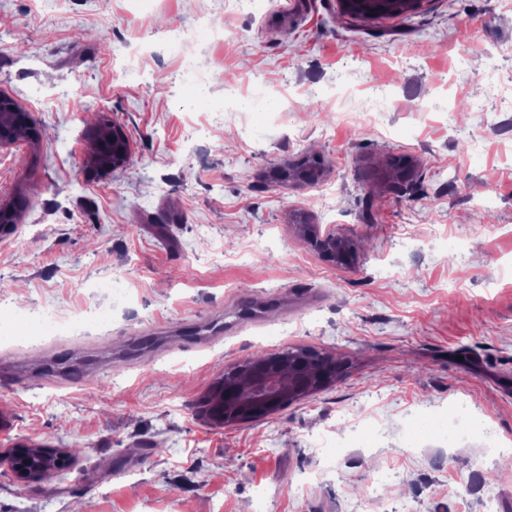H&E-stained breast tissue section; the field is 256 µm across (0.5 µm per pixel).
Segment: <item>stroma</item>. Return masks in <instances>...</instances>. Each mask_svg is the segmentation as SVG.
<instances>
[{
  "label": "stroma",
  "mask_w": 512,
  "mask_h": 512,
  "mask_svg": "<svg viewBox=\"0 0 512 512\" xmlns=\"http://www.w3.org/2000/svg\"><path fill=\"white\" fill-rule=\"evenodd\" d=\"M511 45L512 0H0V93L40 133L0 149V448L74 453L0 466V512H512V111L485 77ZM104 118L131 146L106 173ZM244 299L260 324L161 352ZM285 346L345 369L210 423L224 372ZM461 400L495 448L442 441ZM67 463V457L54 448H31L16 445L0 452V465L6 464L15 479L24 484L36 483L57 475L59 468Z\"/></svg>",
  "instance_id": "1"
}]
</instances>
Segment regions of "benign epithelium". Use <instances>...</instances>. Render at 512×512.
<instances>
[{
    "mask_svg": "<svg viewBox=\"0 0 512 512\" xmlns=\"http://www.w3.org/2000/svg\"><path fill=\"white\" fill-rule=\"evenodd\" d=\"M113 147L110 153H98L99 165L112 170L123 165L129 145L122 129L112 124ZM330 362L310 369L301 361L290 362L275 354L251 358L245 367L224 375L211 394L219 398L210 414L218 426L268 416L288 404L334 383L328 372ZM67 457L54 448L17 445L0 452V465L8 466L15 479L24 484L36 483L56 475Z\"/></svg>",
    "mask_w": 512,
    "mask_h": 512,
    "instance_id": "1",
    "label": "benign epithelium"
}]
</instances>
